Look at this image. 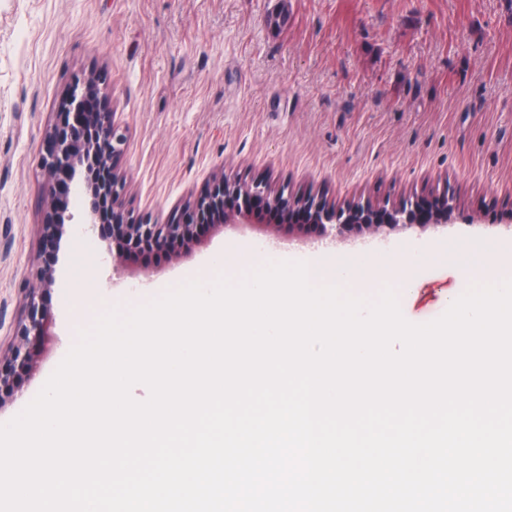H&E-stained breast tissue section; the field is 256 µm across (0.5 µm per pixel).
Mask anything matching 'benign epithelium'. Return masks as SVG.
I'll list each match as a JSON object with an SVG mask.
<instances>
[{"label":"benign epithelium","mask_w":512,"mask_h":512,"mask_svg":"<svg viewBox=\"0 0 512 512\" xmlns=\"http://www.w3.org/2000/svg\"><path fill=\"white\" fill-rule=\"evenodd\" d=\"M106 99L107 75L92 70L74 75L60 100L56 121L46 133L45 152L40 158L41 171L52 186L45 201L43 243L46 251L58 255L64 225L76 220L83 224L85 232H95L103 202L107 200L112 203V220L107 230L118 252L108 254L104 262L111 265L112 275L119 280L140 276L131 270L132 256L170 253L177 247L188 250L199 243V231L205 225L271 224L284 219L292 225L316 226L321 238L334 243L352 230L370 228L376 234L378 230L372 225L381 222L391 232L405 233L416 223L437 226L456 219L471 223L475 220L446 194L411 208H384L367 203L338 207L318 197L301 199L286 186L276 188L261 179L240 182L224 175L214 178L200 195L174 209L163 224L151 222L148 216L134 217L123 209L126 177L117 168L126 144V131L116 113L104 109ZM74 183L84 186L78 215L63 201V195ZM229 197L242 199L244 207L226 208ZM27 292L26 319L17 331L19 342L6 360H0V393L13 387L19 372L37 367L48 341H57L53 319L43 308L36 289L32 287Z\"/></svg>","instance_id":"7a95c632"}]
</instances>
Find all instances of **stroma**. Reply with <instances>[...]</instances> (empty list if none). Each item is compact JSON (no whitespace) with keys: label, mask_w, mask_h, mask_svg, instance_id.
I'll use <instances>...</instances> for the list:
<instances>
[{"label":"stroma","mask_w":512,"mask_h":512,"mask_svg":"<svg viewBox=\"0 0 512 512\" xmlns=\"http://www.w3.org/2000/svg\"><path fill=\"white\" fill-rule=\"evenodd\" d=\"M105 71L107 106L128 129L124 205L165 222L214 174L288 183L336 204H397L450 190L475 222L405 234L353 235L336 252L409 251L418 285L399 295L414 324L440 317L460 272L425 262L460 239L512 246V0H0V355L26 313L25 285L55 263L40 299L62 337L146 292L208 277L225 247L258 264L304 262L323 245L307 229L227 225L162 260L139 287L112 286L108 238L65 227L57 256L42 245L48 184L37 164L75 73ZM93 274L72 280V261ZM65 356L54 348L0 397L18 415Z\"/></svg>","instance_id":"obj_1"}]
</instances>
